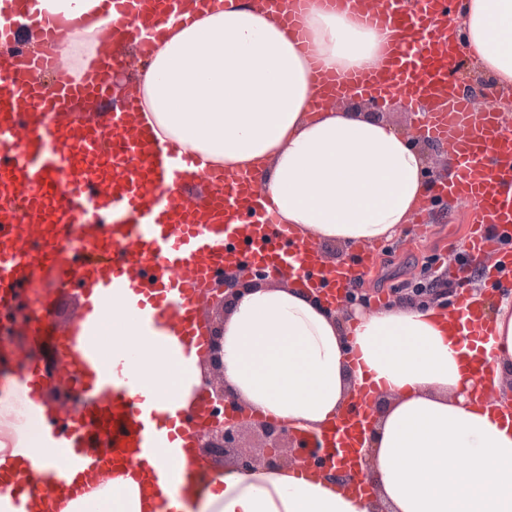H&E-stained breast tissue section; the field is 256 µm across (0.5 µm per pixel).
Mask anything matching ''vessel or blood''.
<instances>
[{"label": "vessel or blood", "mask_w": 512, "mask_h": 512, "mask_svg": "<svg viewBox=\"0 0 512 512\" xmlns=\"http://www.w3.org/2000/svg\"><path fill=\"white\" fill-rule=\"evenodd\" d=\"M268 11L308 42L297 15L308 0H262ZM323 9L358 12L365 23L390 26L415 41L409 58H395L371 74L320 75L326 96L399 89L433 107L421 132L447 144L456 174L436 189L469 216L460 253L470 268L494 277L488 259L497 242L512 240V127L494 108L469 122L462 94L459 50L445 33L449 0H318ZM184 0H106L109 18L99 31L111 42V62L93 61L81 78L48 58L64 38L59 21L38 22L39 42L23 46L0 65V401L10 400L41 422L42 448L13 436L0 457V495L12 512H34L112 486V469L142 466L146 483L168 475L164 464L199 453L203 431L195 408L159 410L152 385L131 370L133 358L102 359V312H115L127 295L137 299L139 340L160 349L169 337L189 336L203 350L202 315L208 286L225 266L247 259L284 275L309 274L317 287L340 298L372 268L374 252L353 254L329 268L307 242H289L288 227L256 209L259 187L246 174H191L192 152L151 140L136 120L138 96L125 91L112 109L85 114L78 101L113 93L117 71L152 53L159 26L181 21ZM41 289L43 311L29 294ZM78 309L58 322L59 295ZM489 300L460 294L451 324L470 331L489 319ZM362 421L347 414L336 429L314 435L313 445H359ZM56 461L36 472L41 453Z\"/></svg>", "instance_id": "obj_1"}]
</instances>
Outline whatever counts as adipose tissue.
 <instances>
[{
    "label": "adipose tissue",
    "mask_w": 512,
    "mask_h": 512,
    "mask_svg": "<svg viewBox=\"0 0 512 512\" xmlns=\"http://www.w3.org/2000/svg\"><path fill=\"white\" fill-rule=\"evenodd\" d=\"M39 12L83 17L60 42L61 57L95 48L101 0H37ZM311 44L325 68H383L387 36L346 15L311 8ZM448 37L512 109V0H456ZM139 122L151 138L193 152L199 169L247 168L262 206L294 238L316 245L373 244L398 236L431 197L427 158L415 137L345 98L315 107L309 62L278 17L258 0H215L168 25L141 73ZM224 383L252 410L321 431L355 411L374 382L385 408L369 441L372 488L349 493L301 468L244 474L225 467L211 481L169 480L144 489L121 471L112 490L68 512H152L165 498L179 512H512V425L505 403L472 401L469 352L484 354L491 383L512 377V295L500 294L490 323L461 337L443 304L393 302L333 313L299 278L259 284L224 319ZM162 404L203 383L196 356L178 345L142 351L136 365Z\"/></svg>",
    "instance_id": "obj_1"
}]
</instances>
